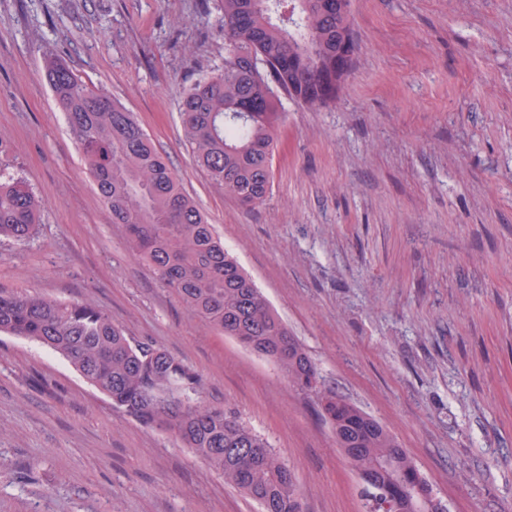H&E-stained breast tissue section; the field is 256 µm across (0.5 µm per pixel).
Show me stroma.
<instances>
[{
    "mask_svg": "<svg viewBox=\"0 0 512 512\" xmlns=\"http://www.w3.org/2000/svg\"><path fill=\"white\" fill-rule=\"evenodd\" d=\"M336 103H283L263 204L193 165L181 91L224 65L220 0H0V173L41 201L0 289L79 300L164 347L293 471L304 512H363L314 393L210 328L130 252L45 78L64 59L137 114L322 387L408 448L450 512H512V0H351ZM0 512H260L67 360L0 335Z\"/></svg>",
    "mask_w": 512,
    "mask_h": 512,
    "instance_id": "stroma-1",
    "label": "stroma"
}]
</instances>
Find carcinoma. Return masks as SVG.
Returning <instances> with one entry per match:
<instances>
[{
	"instance_id": "carcinoma-1",
	"label": "carcinoma",
	"mask_w": 512,
	"mask_h": 512,
	"mask_svg": "<svg viewBox=\"0 0 512 512\" xmlns=\"http://www.w3.org/2000/svg\"><path fill=\"white\" fill-rule=\"evenodd\" d=\"M222 9L224 67L187 87L179 111L193 163L224 194L254 207L271 188L282 98L322 107L339 98L352 71L353 57H336L337 44L353 38L350 0H223ZM46 77L133 254L213 329L273 361L294 386L320 394L337 447L360 449L348 463L362 478L365 512H391L383 502L408 497L415 512H428L434 490L407 449L358 406L321 388L305 348L224 248L134 113L88 90L62 61L50 62ZM39 216L26 181L0 176V239L28 242ZM0 333L63 356L114 409L174 434L261 512H302L294 475L269 442L207 402L190 366L126 336L98 307L1 289Z\"/></svg>"
}]
</instances>
